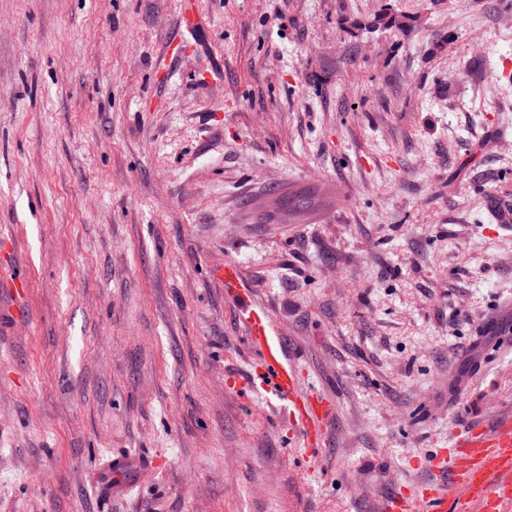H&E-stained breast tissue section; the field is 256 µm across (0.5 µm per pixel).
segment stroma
I'll use <instances>...</instances> for the list:
<instances>
[{
  "mask_svg": "<svg viewBox=\"0 0 512 512\" xmlns=\"http://www.w3.org/2000/svg\"><path fill=\"white\" fill-rule=\"evenodd\" d=\"M385 8L408 27L347 32ZM496 200L502 0H0V512H379L437 481L512 420ZM227 261L332 404L316 452L248 380ZM214 276L224 284L228 291H239L243 283L240 266L233 262H224V265L214 270ZM144 471L145 464L140 456L121 454L113 457L106 465L100 480L114 496H122L141 479Z\"/></svg>",
  "mask_w": 512,
  "mask_h": 512,
  "instance_id": "obj_1",
  "label": "stroma"
}]
</instances>
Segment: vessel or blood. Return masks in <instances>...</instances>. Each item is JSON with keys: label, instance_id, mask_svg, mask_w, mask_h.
<instances>
[{"label": "vessel or blood", "instance_id": "obj_1", "mask_svg": "<svg viewBox=\"0 0 512 512\" xmlns=\"http://www.w3.org/2000/svg\"><path fill=\"white\" fill-rule=\"evenodd\" d=\"M214 275L230 291L240 290L243 283L241 268L232 261L215 269ZM242 321L253 353L254 388L269 394L287 412L305 448H318L329 415L328 403L302 387L299 372L264 307L245 306ZM434 465L445 473L444 481L386 501L384 512H448L464 491L480 502L482 512H502L503 503L512 499V425H501L494 433L481 427L471 429L443 449ZM144 471L140 456L121 454L106 465L100 480L113 495L122 496ZM492 473L504 475V482L490 485L488 476Z\"/></svg>", "mask_w": 512, "mask_h": 512}]
</instances>
